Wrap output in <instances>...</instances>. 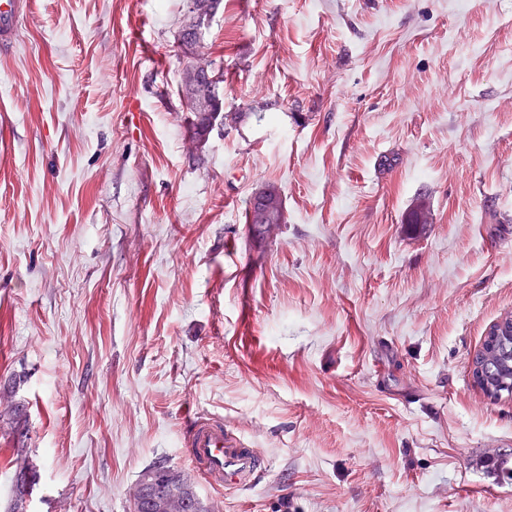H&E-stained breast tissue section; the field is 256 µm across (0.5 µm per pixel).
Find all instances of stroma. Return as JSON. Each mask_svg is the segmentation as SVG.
Returning a JSON list of instances; mask_svg holds the SVG:
<instances>
[{
    "instance_id": "1",
    "label": "stroma",
    "mask_w": 512,
    "mask_h": 512,
    "mask_svg": "<svg viewBox=\"0 0 512 512\" xmlns=\"http://www.w3.org/2000/svg\"><path fill=\"white\" fill-rule=\"evenodd\" d=\"M0 49V512H134L188 414L264 463L211 512H512V0H31ZM285 221L245 218L267 186ZM425 221L411 223L415 210ZM196 88L197 101L190 91L188 79L186 76V96L188 97L192 104V119L190 122V133L193 138H201L206 134V121L209 120V118L204 116L203 114L204 112H219V110H216V101L223 95V93L218 88H214L213 86H210L207 83H201V79H199V84L196 86ZM199 109L200 112H198ZM473 387L496 402L512 397V313L501 316L487 329L481 347L470 363ZM36 472L26 465L17 466L13 476L15 499L11 504L10 512H24V499L29 490L36 484Z\"/></svg>"
}]
</instances>
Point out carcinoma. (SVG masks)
Instances as JSON below:
<instances>
[{
  "mask_svg": "<svg viewBox=\"0 0 512 512\" xmlns=\"http://www.w3.org/2000/svg\"><path fill=\"white\" fill-rule=\"evenodd\" d=\"M186 96L192 104L190 133L196 138L206 134L208 117L199 112L196 99L190 88H185ZM260 194L272 204L274 223H284V212L279 192L268 187ZM470 376L473 387L487 399L496 402L504 397H512V313L500 317L487 329L481 347L475 352L470 363ZM36 472L26 465L16 468L13 476L15 499L9 512H24V499L36 484ZM176 492L185 495L188 503L177 508V512H210L209 507L197 495L193 483L182 472L163 464L153 465L140 476L134 493L135 512H162L158 502Z\"/></svg>",
  "mask_w": 512,
  "mask_h": 512,
  "instance_id": "cac0c4a2",
  "label": "carcinoma"
}]
</instances>
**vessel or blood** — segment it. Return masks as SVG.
Returning <instances> with one entry per match:
<instances>
[{"label":"vessel or blood","instance_id":"b4317fda","mask_svg":"<svg viewBox=\"0 0 512 512\" xmlns=\"http://www.w3.org/2000/svg\"><path fill=\"white\" fill-rule=\"evenodd\" d=\"M28 7L29 0H0L1 42L10 41L15 19ZM187 448L201 478L218 490L250 485L260 468L255 450L218 417L192 413Z\"/></svg>","mask_w":512,"mask_h":512}]
</instances>
